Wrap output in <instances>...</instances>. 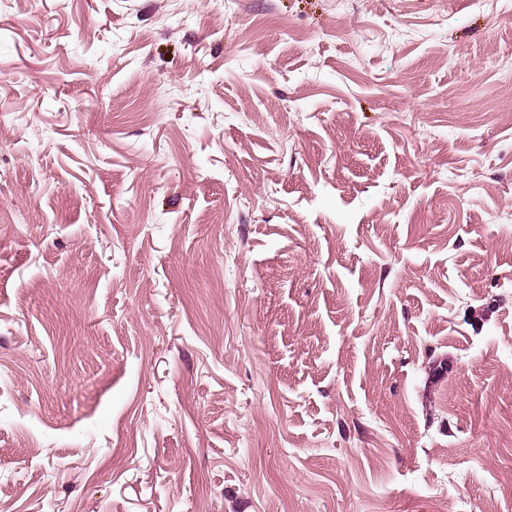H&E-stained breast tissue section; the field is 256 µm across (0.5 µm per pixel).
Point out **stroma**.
<instances>
[{"mask_svg": "<svg viewBox=\"0 0 512 512\" xmlns=\"http://www.w3.org/2000/svg\"><path fill=\"white\" fill-rule=\"evenodd\" d=\"M499 0H0V512H512Z\"/></svg>", "mask_w": 512, "mask_h": 512, "instance_id": "obj_1", "label": "stroma"}]
</instances>
